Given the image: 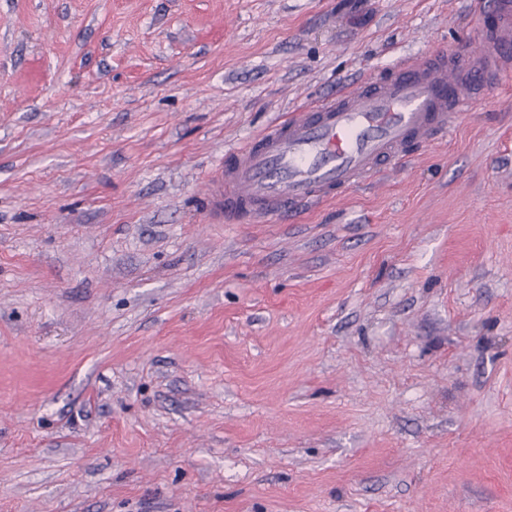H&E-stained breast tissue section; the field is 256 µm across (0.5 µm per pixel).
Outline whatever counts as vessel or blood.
I'll list each match as a JSON object with an SVG mask.
<instances>
[{
    "mask_svg": "<svg viewBox=\"0 0 512 512\" xmlns=\"http://www.w3.org/2000/svg\"><path fill=\"white\" fill-rule=\"evenodd\" d=\"M474 44L401 62L273 122L211 179L210 212L228 224L293 216L430 146L512 69V0H472Z\"/></svg>",
    "mask_w": 512,
    "mask_h": 512,
    "instance_id": "1",
    "label": "vessel or blood"
}]
</instances>
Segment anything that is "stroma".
<instances>
[{
	"label": "stroma",
	"instance_id": "stroma-1",
	"mask_svg": "<svg viewBox=\"0 0 512 512\" xmlns=\"http://www.w3.org/2000/svg\"><path fill=\"white\" fill-rule=\"evenodd\" d=\"M470 0H0V512H512V72L285 223L226 152Z\"/></svg>",
	"mask_w": 512,
	"mask_h": 512
}]
</instances>
